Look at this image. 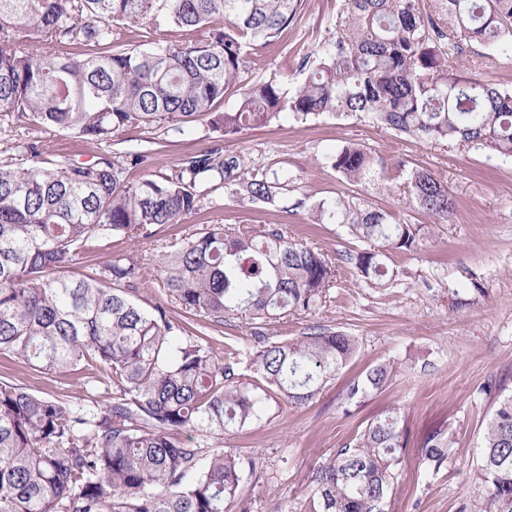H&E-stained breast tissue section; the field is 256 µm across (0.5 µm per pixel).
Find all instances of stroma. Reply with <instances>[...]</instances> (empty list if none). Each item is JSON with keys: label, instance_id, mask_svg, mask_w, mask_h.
I'll list each match as a JSON object with an SVG mask.
<instances>
[{"label": "stroma", "instance_id": "stroma-1", "mask_svg": "<svg viewBox=\"0 0 512 512\" xmlns=\"http://www.w3.org/2000/svg\"><path fill=\"white\" fill-rule=\"evenodd\" d=\"M344 0H305L301 22L257 53L248 55L244 83L273 74L300 80L299 68L320 42L328 22ZM130 47L152 43L181 44L187 32L153 30L140 24L115 28ZM28 141L42 145L52 160L86 161L95 145L41 126L24 130ZM161 141L153 170H166L181 155L215 144L225 152L258 160L271 168L299 174L301 189L282 192L283 203L239 204L202 208L185 223L170 227L166 237L181 238L210 224H279L289 238L317 244L342 260L341 276L331 300L315 313L272 325L270 334L299 336L321 326L356 336L355 356L328 382L317 400L302 408L270 405L249 429L229 433L224 445L243 457H260L261 469L245 480L249 512H307L309 478L314 468L353 442L369 419L398 409L408 433L404 461L396 470L390 512H460L472 477L473 453L485 426L503 397L512 395V160L488 157L476 150L414 143L365 119L324 116L318 120L270 124L220 139L202 123L175 133L163 128L119 133L113 151L139 147L147 138ZM370 147L386 162L398 159L429 169L448 184L456 214L435 224L405 204L402 196L368 184L356 187L360 198L421 225L422 243L413 253L397 252L390 265L397 276L382 288L361 282L348 252L361 242L336 224L311 223L302 195L335 198L343 184L322 162L324 153L343 140ZM467 299L458 308L455 298ZM392 365L387 388L365 402L347 403L346 386L367 369ZM0 377L46 397L88 401L100 399V384L68 374L34 375L0 354ZM452 441L448 462L430 469L420 449L434 433Z\"/></svg>", "mask_w": 512, "mask_h": 512}]
</instances>
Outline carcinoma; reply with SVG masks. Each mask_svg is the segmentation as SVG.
Here are the masks:
<instances>
[{"instance_id":"carcinoma-1","label":"carcinoma","mask_w":512,"mask_h":512,"mask_svg":"<svg viewBox=\"0 0 512 512\" xmlns=\"http://www.w3.org/2000/svg\"><path fill=\"white\" fill-rule=\"evenodd\" d=\"M303 0H0V129L30 123L99 146L88 161H50L15 141L20 163H0V354L39 374L68 373L112 389L105 403L48 398L0 380V512H248L243 464L221 436L261 420L268 404L314 402L358 350L354 336L325 328L274 340L267 326L330 301L338 265L275 225L213 224L171 243L211 194L275 205L299 187L218 146L151 171L153 141L112 156L129 128L182 132L206 121L224 137L254 126L323 115L361 116L421 143L512 159V88L460 74L475 47L512 56V0H345L325 27L300 82L275 74L239 84L245 58L278 40ZM203 37L132 49L113 23L154 13ZM67 44L66 55L44 50ZM457 60L458 66L450 65ZM236 101L221 107L230 89ZM325 164L348 185L381 175L413 208L441 224L456 209L448 185L404 161L385 169L370 148L344 141ZM131 168L145 171L136 184ZM315 224H341L369 247L346 256L368 286L396 271L388 254L419 248V225L353 195L310 203ZM155 242L154 262L171 299L207 319L191 334L165 308L140 298L145 258L130 246L103 264L87 255L112 239ZM243 318L254 346L216 348L209 333ZM380 363L347 386V402L386 389ZM214 438L208 443L202 436ZM407 448L397 410L368 422L311 478L308 512H387ZM451 441L430 436L433 469ZM461 512H512V396L499 401L474 449Z\"/></svg>"}]
</instances>
